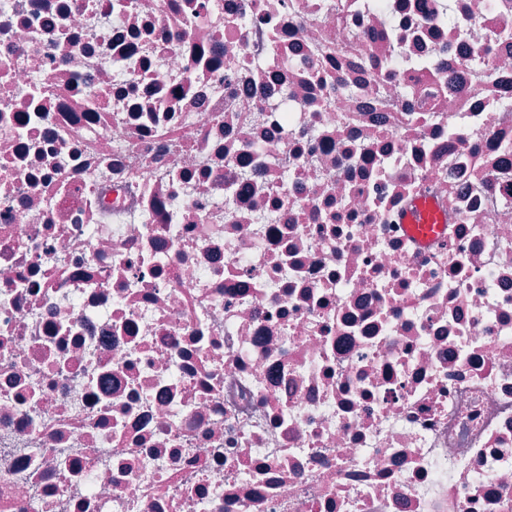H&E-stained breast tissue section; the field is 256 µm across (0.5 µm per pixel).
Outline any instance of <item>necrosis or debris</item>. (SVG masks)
Masks as SVG:
<instances>
[{
	"instance_id": "necrosis-or-debris-1",
	"label": "necrosis or debris",
	"mask_w": 512,
	"mask_h": 512,
	"mask_svg": "<svg viewBox=\"0 0 512 512\" xmlns=\"http://www.w3.org/2000/svg\"><path fill=\"white\" fill-rule=\"evenodd\" d=\"M0 512H512V0H0ZM403 223L407 224L409 231L420 241L428 243L436 240L445 231V224H440L438 213L427 200H420L410 208Z\"/></svg>"
}]
</instances>
